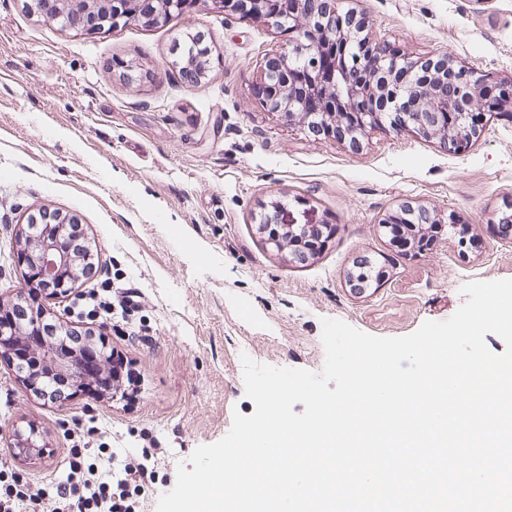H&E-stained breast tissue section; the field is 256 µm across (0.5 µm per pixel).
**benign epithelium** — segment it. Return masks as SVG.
I'll use <instances>...</instances> for the list:
<instances>
[{"mask_svg": "<svg viewBox=\"0 0 512 512\" xmlns=\"http://www.w3.org/2000/svg\"><path fill=\"white\" fill-rule=\"evenodd\" d=\"M238 16L242 20L261 19L276 31L288 28L297 33L288 49L275 54L278 64L263 67L254 97L269 112L297 122L326 138L342 139L349 132V144L357 149L373 128L386 117L395 130L410 128L426 140H436L452 153L464 152L477 134L479 124L512 104V80L481 76L458 83L460 66L442 56L414 60L394 52L388 43L373 41L367 34L365 18L336 10V0H296L286 14L274 8L275 0H98L105 5L101 14L83 13L63 21V29L76 32L109 31L119 26L160 21L176 11L192 13L204 3ZM25 7L43 18L57 21L53 0H25ZM328 44L354 45L358 54L336 82L335 76L318 71V54ZM457 88L455 100L461 120L448 125L441 119L448 106L447 87ZM71 217H59L54 224H38L27 215L19 235L24 248L14 256L24 287L13 298L0 303V351L21 344L29 336L40 338L41 358L48 375L69 387L73 394L112 393V377L106 363L99 360V347L89 342L81 351L61 347L57 333L65 331L50 322L41 298L71 295L83 277L87 244L75 245L68 235ZM455 216L437 214L427 219L423 232L436 240L445 224ZM303 224L277 218L260 219L257 232L268 243L283 248L285 239H301ZM20 454L43 456L46 446L39 430L14 431Z\"/></svg>", "mask_w": 512, "mask_h": 512, "instance_id": "1", "label": "benign epithelium"}]
</instances>
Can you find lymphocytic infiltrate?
<instances>
[{"mask_svg": "<svg viewBox=\"0 0 512 512\" xmlns=\"http://www.w3.org/2000/svg\"><path fill=\"white\" fill-rule=\"evenodd\" d=\"M65 478L35 489L17 478L0 483V512H138V495L156 474L146 464L119 459L111 448L93 445L91 433L76 431Z\"/></svg>", "mask_w": 512, "mask_h": 512, "instance_id": "f902f5d3", "label": "lymphocytic infiltrate"}]
</instances>
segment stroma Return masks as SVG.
Here are the masks:
<instances>
[{"label": "stroma", "mask_w": 512, "mask_h": 512, "mask_svg": "<svg viewBox=\"0 0 512 512\" xmlns=\"http://www.w3.org/2000/svg\"><path fill=\"white\" fill-rule=\"evenodd\" d=\"M374 34L418 58L445 54L512 78V0H340ZM203 31L211 64L186 82L173 46ZM286 34L204 7L157 25L74 33L0 0V300L21 286L12 257L27 213L76 216L100 260L74 294L45 306L84 329L88 296L108 301L107 348L139 376L136 403L117 396L49 401L0 358V464L30 483L59 480L73 440L68 425L95 416L102 439L140 457L154 451L161 480L140 512H156L179 463L222 439L244 391L243 337L261 363L320 371L321 321L402 337L450 318L470 281L512 279V240L493 229L512 205V115L487 118L454 155L410 131L378 129L360 149L284 124L253 96L268 55ZM283 221L333 224L306 263L256 231L263 207ZM458 214L473 244L445 231L423 256L400 257L382 225L402 203ZM362 256L384 258L388 279L350 294ZM39 429L47 452L17 456L15 429Z\"/></svg>", "instance_id": "obj_1"}]
</instances>
